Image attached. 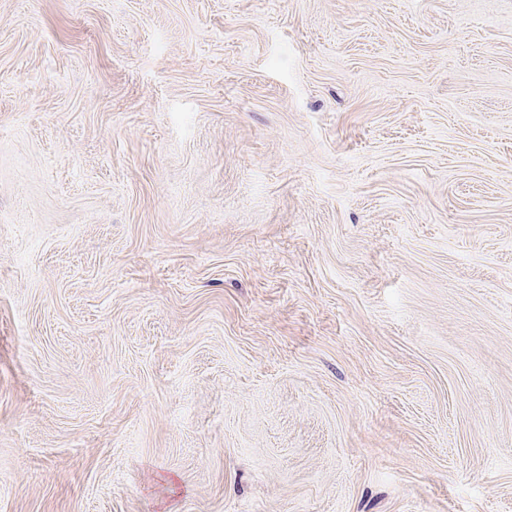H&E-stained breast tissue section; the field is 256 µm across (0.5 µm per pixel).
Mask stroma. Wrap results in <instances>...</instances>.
I'll return each instance as SVG.
<instances>
[{"mask_svg": "<svg viewBox=\"0 0 512 512\" xmlns=\"http://www.w3.org/2000/svg\"><path fill=\"white\" fill-rule=\"evenodd\" d=\"M0 512H512V0H0Z\"/></svg>", "mask_w": 512, "mask_h": 512, "instance_id": "1", "label": "stroma"}]
</instances>
